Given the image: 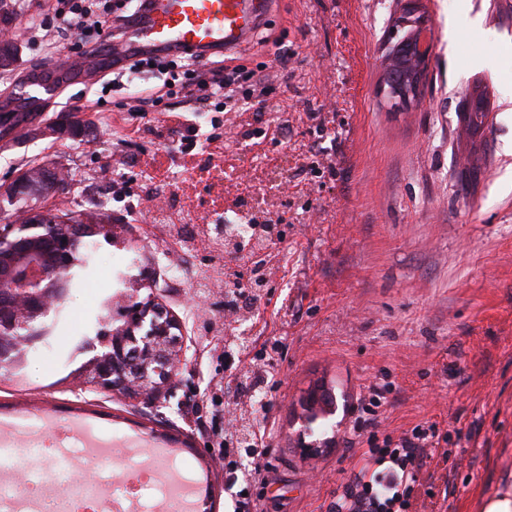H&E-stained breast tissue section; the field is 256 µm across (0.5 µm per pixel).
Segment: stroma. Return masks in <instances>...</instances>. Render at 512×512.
Masks as SVG:
<instances>
[{
    "label": "stroma",
    "instance_id": "stroma-1",
    "mask_svg": "<svg viewBox=\"0 0 512 512\" xmlns=\"http://www.w3.org/2000/svg\"><path fill=\"white\" fill-rule=\"evenodd\" d=\"M57 0H21L11 17L18 47L0 92L27 69L79 56L77 41L48 48L34 24ZM405 0H275L256 40L238 50L246 75L237 97L200 108L188 96L143 112L127 85H70L55 108L0 146V224L18 208L7 190L53 163L72 172L51 209L83 214L110 198L111 235L84 240L92 261L65 291L51 344L26 350L19 373L0 376V418L78 413L111 444L112 471L132 473L123 434L172 435V465L207 478L212 512L240 494L263 512H328L360 468L353 409L370 383L384 385L379 437L436 425L422 475L433 496L417 512H479L483 489L512 471V0H421L433 46L422 95L407 112L378 93L381 62ZM483 89L486 124L463 134L466 101ZM76 98L87 136L59 132ZM193 143L191 154L177 153ZM163 170L181 224H162L147 177ZM118 181L103 182L106 171ZM255 212L276 226L260 265L208 245L220 211ZM189 237L191 254L173 250ZM232 285L202 296L216 268ZM155 296L181 324L182 383L169 408L98 392L85 381V349L103 326L90 295ZM332 388L333 413L309 420L301 399ZM262 436L261 456L225 460L228 418ZM262 479H254V470Z\"/></svg>",
    "mask_w": 512,
    "mask_h": 512
}]
</instances>
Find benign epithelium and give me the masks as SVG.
Returning a JSON list of instances; mask_svg holds the SVG:
<instances>
[{"label": "benign epithelium", "mask_w": 512, "mask_h": 512, "mask_svg": "<svg viewBox=\"0 0 512 512\" xmlns=\"http://www.w3.org/2000/svg\"><path fill=\"white\" fill-rule=\"evenodd\" d=\"M408 63L398 50L385 58L383 79L387 94L407 107L421 94L426 57L415 47ZM36 210L19 213L12 223L0 225V374L24 346L37 339L35 322L60 302L58 277L76 263L87 237L84 224H35ZM127 320L89 344L95 354L87 362L88 383L109 393L140 397L165 405V392L178 386L184 361L182 341L175 334L180 324L163 313L152 298L127 295Z\"/></svg>", "instance_id": "benign-epithelium-1"}]
</instances>
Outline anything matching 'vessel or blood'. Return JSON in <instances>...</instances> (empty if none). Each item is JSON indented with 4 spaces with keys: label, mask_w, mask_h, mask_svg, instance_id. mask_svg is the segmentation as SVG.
<instances>
[{
    "label": "vessel or blood",
    "mask_w": 512,
    "mask_h": 512,
    "mask_svg": "<svg viewBox=\"0 0 512 512\" xmlns=\"http://www.w3.org/2000/svg\"><path fill=\"white\" fill-rule=\"evenodd\" d=\"M271 6L272 0H144L103 53L80 56L65 67L50 64L26 72L24 92L0 96V128L16 138L50 111L69 84L94 81L104 63L141 51L170 50L191 54L203 64L209 54L235 50L262 25Z\"/></svg>",
    "instance_id": "b4317fda"
}]
</instances>
